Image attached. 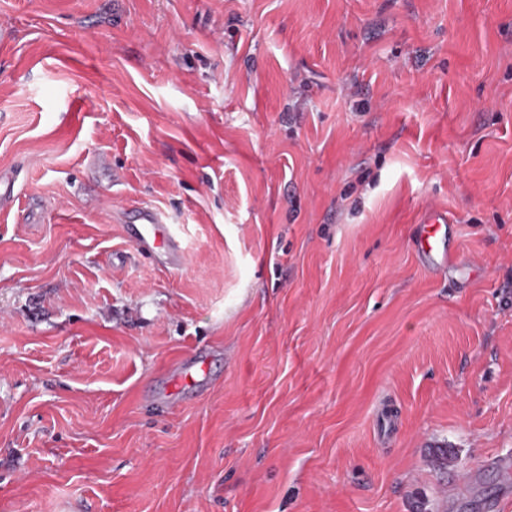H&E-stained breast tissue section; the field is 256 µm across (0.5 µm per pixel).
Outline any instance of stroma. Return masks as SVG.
Listing matches in <instances>:
<instances>
[{"mask_svg":"<svg viewBox=\"0 0 512 512\" xmlns=\"http://www.w3.org/2000/svg\"><path fill=\"white\" fill-rule=\"evenodd\" d=\"M1 29L0 512H452L470 474L459 512H512V0H0ZM143 205L184 267L128 243ZM422 223L428 230L418 243V249L427 261L437 270L444 271L451 263L448 255L440 250L439 228L441 225L451 224L452 219L448 212L429 209L425 212Z\"/></svg>","mask_w":512,"mask_h":512,"instance_id":"stroma-1","label":"stroma"}]
</instances>
